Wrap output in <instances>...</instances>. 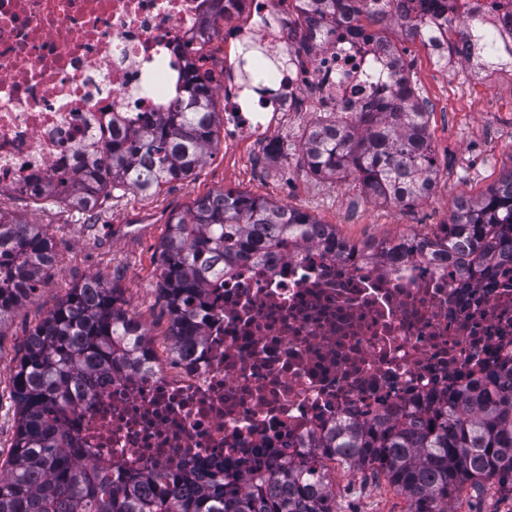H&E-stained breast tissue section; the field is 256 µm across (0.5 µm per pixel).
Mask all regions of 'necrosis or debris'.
<instances>
[{"label": "necrosis or debris", "instance_id": "4bbe7bcc", "mask_svg": "<svg viewBox=\"0 0 512 512\" xmlns=\"http://www.w3.org/2000/svg\"><path fill=\"white\" fill-rule=\"evenodd\" d=\"M249 5L252 23L223 37L234 57L221 68L224 137L262 141L308 97L318 110H362L390 94L388 46L349 37L358 16L313 14L324 39L309 68L304 32L276 0H224L225 17ZM362 11L404 24L421 41L449 23L471 32L432 55L485 80L512 67V0H362ZM210 0H0V195H27L69 181L104 156L113 130L155 118L173 102L177 43L214 17ZM258 50L259 75L244 68ZM430 224L398 235L407 253L337 255L322 244L287 245L211 280L202 345L157 351L136 374L97 380L66 412L63 427L120 475L144 468L213 465L259 475L268 459L308 458L338 423L420 410L470 373L512 355V265L466 273L460 262L414 250L441 234Z\"/></svg>", "mask_w": 512, "mask_h": 512}]
</instances>
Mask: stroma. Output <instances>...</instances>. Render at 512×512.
<instances>
[{
    "instance_id": "35a3bbf8",
    "label": "stroma",
    "mask_w": 512,
    "mask_h": 512,
    "mask_svg": "<svg viewBox=\"0 0 512 512\" xmlns=\"http://www.w3.org/2000/svg\"><path fill=\"white\" fill-rule=\"evenodd\" d=\"M398 50L406 74L429 110L428 131L435 161L432 193L410 207L367 194L357 179H319L303 166L300 147L318 118L315 110L286 114L273 138L282 147L271 160L258 143L219 141L188 178L169 183L152 196L115 190L100 197L92 219L50 201L30 205L15 196L0 198V211L45 225L56 262L36 291L0 322V451L9 452L16 430V407L9 383L23 355V343L68 293L86 278L115 285L134 304L152 335L168 333V316L157 291L156 250L170 217L196 198L233 188L311 213L354 243L394 238L402 226L447 223L451 199L477 197L512 166L501 142L512 140V78L492 83L450 81L429 46L404 41L396 27L382 31ZM339 512H408L407 500L385 480H353L333 471ZM457 512H512V495L485 483L464 490Z\"/></svg>"
}]
</instances>
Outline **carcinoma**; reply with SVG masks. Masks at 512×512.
I'll use <instances>...</instances> for the list:
<instances>
[{"mask_svg": "<svg viewBox=\"0 0 512 512\" xmlns=\"http://www.w3.org/2000/svg\"><path fill=\"white\" fill-rule=\"evenodd\" d=\"M175 87L179 106L151 122L112 135L106 156L79 170L69 186L44 198L83 210L114 189L150 196L190 176L216 145L220 115L216 88L201 72L202 48L183 49ZM396 93L374 111L319 120L301 146L318 178H357L371 196L411 206L433 186L426 105L404 69ZM337 241L336 253L356 245L336 227L289 205L225 189L197 198L167 223L157 247V290L170 317L173 348L200 338L201 297L207 282L247 258L262 259L288 241ZM439 252L478 265L512 262V167L479 199L453 201ZM55 261L43 225L0 211V322L28 299ZM148 332L124 309L114 286L97 278L75 286L26 337L12 379L16 437L0 462V512H337L328 472L314 457L265 463L266 474L241 478L235 489L215 471L198 485L192 475L145 469L113 477L116 465L92 460L64 434L73 394L114 369L136 370ZM332 448L348 468L384 478L409 502L410 512H448L466 488L494 480L512 494V357L473 373L471 384L402 420L340 424L317 444Z\"/></svg>", "mask_w": 512, "mask_h": 512, "instance_id": "carcinoma-1", "label": "carcinoma"}]
</instances>
